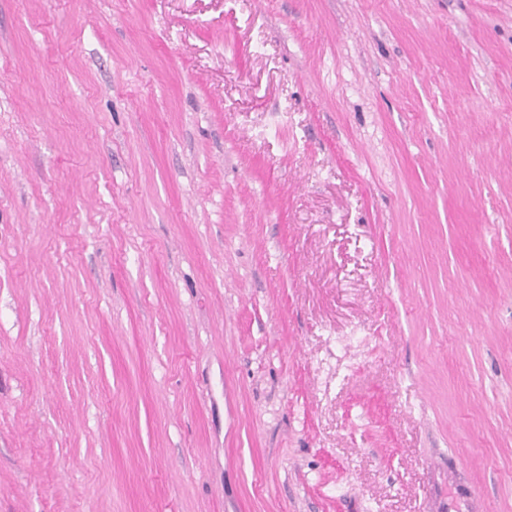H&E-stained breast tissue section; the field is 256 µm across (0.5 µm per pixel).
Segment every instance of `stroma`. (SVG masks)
<instances>
[{
	"label": "stroma",
	"instance_id": "35a3bbf8",
	"mask_svg": "<svg viewBox=\"0 0 512 512\" xmlns=\"http://www.w3.org/2000/svg\"><path fill=\"white\" fill-rule=\"evenodd\" d=\"M512 512V0H0V512ZM484 501L479 494L468 485H457L454 497L448 503V511L483 512Z\"/></svg>",
	"mask_w": 512,
	"mask_h": 512
}]
</instances>
